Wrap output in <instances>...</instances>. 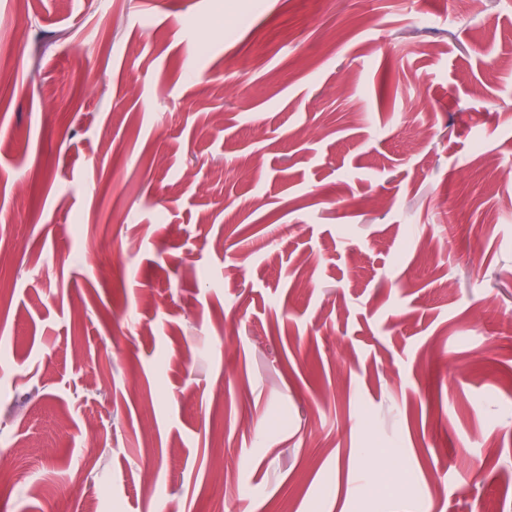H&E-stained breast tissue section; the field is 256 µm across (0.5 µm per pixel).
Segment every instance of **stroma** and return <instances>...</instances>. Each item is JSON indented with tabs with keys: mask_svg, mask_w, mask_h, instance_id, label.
Returning <instances> with one entry per match:
<instances>
[{
	"mask_svg": "<svg viewBox=\"0 0 512 512\" xmlns=\"http://www.w3.org/2000/svg\"><path fill=\"white\" fill-rule=\"evenodd\" d=\"M0 57V512H512V0H0Z\"/></svg>",
	"mask_w": 512,
	"mask_h": 512,
	"instance_id": "35a3bbf8",
	"label": "stroma"
}]
</instances>
